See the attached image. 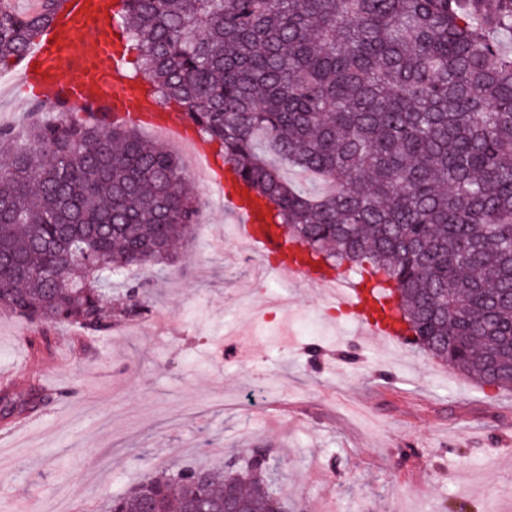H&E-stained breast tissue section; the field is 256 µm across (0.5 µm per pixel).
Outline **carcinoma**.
Listing matches in <instances>:
<instances>
[{
	"instance_id": "obj_1",
	"label": "carcinoma",
	"mask_w": 512,
	"mask_h": 512,
	"mask_svg": "<svg viewBox=\"0 0 512 512\" xmlns=\"http://www.w3.org/2000/svg\"><path fill=\"white\" fill-rule=\"evenodd\" d=\"M0 0V66L52 23ZM136 74L218 146L251 201L327 262L370 266L424 353L512 387V0H117ZM0 162V309L106 333L148 310L135 273L196 223L179 160L135 124L37 122ZM324 182L313 194L282 167ZM50 397L0 396V417ZM275 449L241 468L179 463L105 512H285Z\"/></svg>"
}]
</instances>
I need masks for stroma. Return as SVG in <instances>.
Segmentation results:
<instances>
[{
  "label": "stroma",
  "instance_id": "35a3bbf8",
  "mask_svg": "<svg viewBox=\"0 0 512 512\" xmlns=\"http://www.w3.org/2000/svg\"><path fill=\"white\" fill-rule=\"evenodd\" d=\"M25 97L17 66L1 70L0 126L20 145ZM215 180L191 177L200 222L144 272V317L92 334L0 310L15 399L54 397L27 432L0 420V512H100L151 472L269 441L288 512H512V389L358 336L322 290L271 277Z\"/></svg>",
  "mask_w": 512,
  "mask_h": 512
}]
</instances>
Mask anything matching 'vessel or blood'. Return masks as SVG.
<instances>
[{"mask_svg": "<svg viewBox=\"0 0 512 512\" xmlns=\"http://www.w3.org/2000/svg\"><path fill=\"white\" fill-rule=\"evenodd\" d=\"M114 0H64L52 25L19 62L20 80L34 104L68 113L91 114L99 123L123 117L156 129L186 136L187 128L161 108L150 84L132 79L115 52ZM268 204L238 205L236 222L242 236L263 253L275 255L272 275L327 290L331 300L357 311V331L402 344L403 330L385 299L367 298L363 290L340 287L338 279L304 260L301 249L287 248L265 224Z\"/></svg>", "mask_w": 512, "mask_h": 512, "instance_id": "vessel-or-blood-1", "label": "vessel or blood"}]
</instances>
